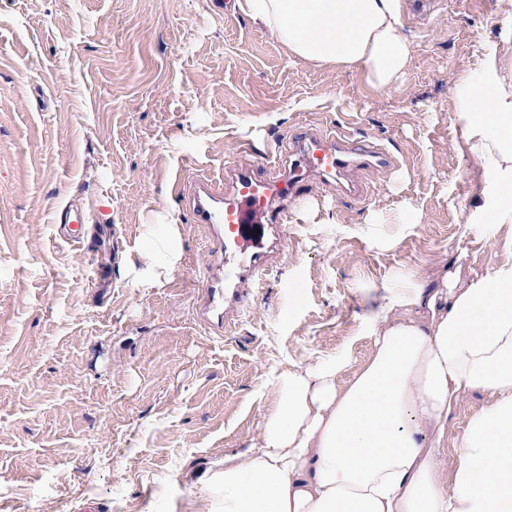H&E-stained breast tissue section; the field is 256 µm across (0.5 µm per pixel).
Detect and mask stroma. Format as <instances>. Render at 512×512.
<instances>
[{
  "mask_svg": "<svg viewBox=\"0 0 512 512\" xmlns=\"http://www.w3.org/2000/svg\"><path fill=\"white\" fill-rule=\"evenodd\" d=\"M502 23L498 0L404 15L408 73L378 92L290 62L234 0H0V512H200L201 471L259 440L274 375L370 353L363 318L392 272L497 262L493 231L464 227L483 170L453 147L454 86L484 46L512 62ZM305 125L397 165L364 196L293 200L285 254L212 334L206 232L178 191L222 177L241 140ZM70 200L91 212L80 245L53 222ZM166 224L179 258L154 280L140 251Z\"/></svg>",
  "mask_w": 512,
  "mask_h": 512,
  "instance_id": "1",
  "label": "stroma"
}]
</instances>
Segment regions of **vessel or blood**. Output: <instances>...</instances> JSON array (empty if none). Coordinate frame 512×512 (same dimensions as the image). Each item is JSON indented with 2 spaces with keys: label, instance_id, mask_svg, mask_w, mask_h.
<instances>
[{
  "label": "vessel or blood",
  "instance_id": "obj_1",
  "mask_svg": "<svg viewBox=\"0 0 512 512\" xmlns=\"http://www.w3.org/2000/svg\"><path fill=\"white\" fill-rule=\"evenodd\" d=\"M283 171L272 179L262 164L225 166L224 180L204 178L180 189L194 223L208 231L207 260L199 272L202 286L197 315L212 331H224L249 305L259 278L281 257L288 241V222L278 208L316 181H332L341 194L360 196L362 171H385L394 156L366 140L343 132L304 127L277 143Z\"/></svg>",
  "mask_w": 512,
  "mask_h": 512
}]
</instances>
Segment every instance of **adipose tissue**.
I'll use <instances>...</instances> for the list:
<instances>
[{
    "mask_svg": "<svg viewBox=\"0 0 512 512\" xmlns=\"http://www.w3.org/2000/svg\"><path fill=\"white\" fill-rule=\"evenodd\" d=\"M289 57L398 85L412 47L402 0H236ZM458 150L487 165L467 224L495 228L504 259L461 275L394 273L363 360L284 370L262 436L215 461L201 512H512V70L494 47L456 83ZM475 408L442 472L448 415Z\"/></svg>",
    "mask_w": 512,
    "mask_h": 512,
    "instance_id": "1",
    "label": "adipose tissue"
}]
</instances>
